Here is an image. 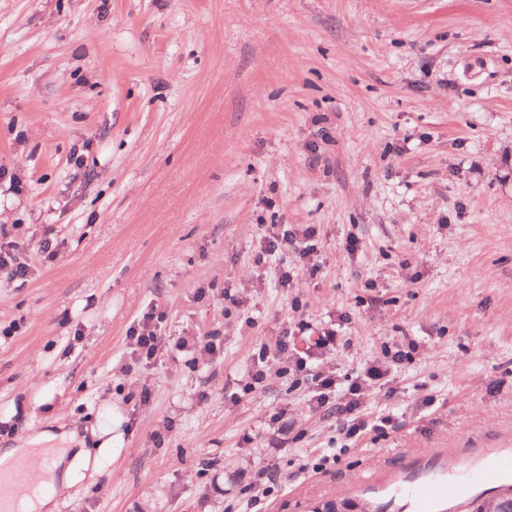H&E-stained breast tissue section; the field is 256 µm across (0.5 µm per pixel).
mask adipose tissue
Instances as JSON below:
<instances>
[{"instance_id": "obj_1", "label": "adipose tissue", "mask_w": 512, "mask_h": 512, "mask_svg": "<svg viewBox=\"0 0 512 512\" xmlns=\"http://www.w3.org/2000/svg\"><path fill=\"white\" fill-rule=\"evenodd\" d=\"M62 439L70 443H77L76 432L70 431L62 434L50 430L29 438L24 443L10 447L0 448V459L15 461L22 459L28 461L34 475L48 482H69L72 476L71 467L65 466L66 449L55 447V440Z\"/></svg>"}]
</instances>
